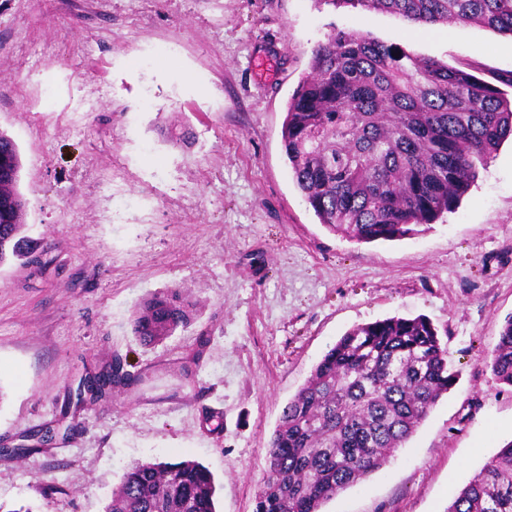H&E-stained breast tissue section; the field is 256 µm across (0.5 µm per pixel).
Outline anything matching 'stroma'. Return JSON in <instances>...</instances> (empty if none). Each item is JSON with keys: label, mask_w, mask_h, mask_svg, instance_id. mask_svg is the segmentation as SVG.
I'll use <instances>...</instances> for the list:
<instances>
[{"label": "stroma", "mask_w": 512, "mask_h": 512, "mask_svg": "<svg viewBox=\"0 0 512 512\" xmlns=\"http://www.w3.org/2000/svg\"><path fill=\"white\" fill-rule=\"evenodd\" d=\"M492 84L512 38L413 27L323 0H0V129L16 141L41 274L0 266V504L104 512L138 460L192 459L217 512H255L288 400L349 329L399 315L438 328L456 381L403 448L321 512H446L512 439L489 367L512 314V143L458 207L408 238L330 233L282 143L288 100L332 28ZM189 128V147L169 133ZM188 288L200 318L145 348L131 315ZM142 383L65 410L86 372ZM60 419L37 451V434ZM55 486L49 496L40 484Z\"/></svg>", "instance_id": "stroma-1"}]
</instances>
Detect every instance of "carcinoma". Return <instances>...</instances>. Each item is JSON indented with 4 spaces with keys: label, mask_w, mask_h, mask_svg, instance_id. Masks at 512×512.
Returning <instances> with one entry per match:
<instances>
[{
    "label": "carcinoma",
    "mask_w": 512,
    "mask_h": 512,
    "mask_svg": "<svg viewBox=\"0 0 512 512\" xmlns=\"http://www.w3.org/2000/svg\"><path fill=\"white\" fill-rule=\"evenodd\" d=\"M411 24H474L512 37V0H323ZM512 101L495 85L359 33L333 30L288 101L282 141L293 178L320 223L358 243L411 236L455 210L501 143ZM17 144L0 131V266L42 270L49 247L25 235ZM198 304L181 287L150 294L132 333L155 346L190 326ZM512 387V315L491 353ZM93 400L131 375L90 377ZM455 381L438 330L423 316L360 324L314 366L288 401L267 450L255 512H320L402 447ZM215 484L195 460L136 461L105 512H216ZM448 512H512V441L465 485Z\"/></svg>",
    "instance_id": "cac0c4a2"
}]
</instances>
